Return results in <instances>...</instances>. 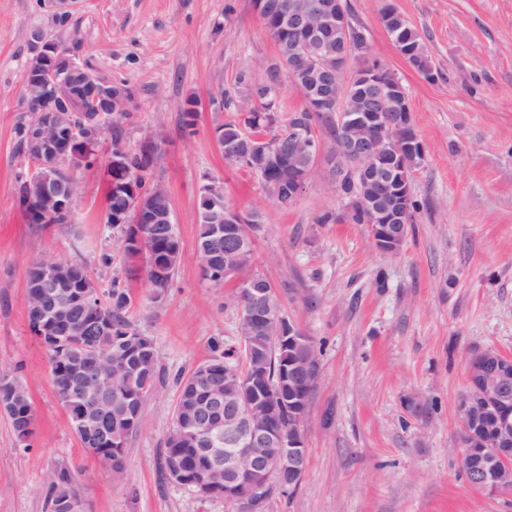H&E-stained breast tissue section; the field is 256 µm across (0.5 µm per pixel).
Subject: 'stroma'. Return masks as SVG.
Returning <instances> with one entry per match:
<instances>
[{
    "instance_id": "1",
    "label": "stroma",
    "mask_w": 512,
    "mask_h": 512,
    "mask_svg": "<svg viewBox=\"0 0 512 512\" xmlns=\"http://www.w3.org/2000/svg\"><path fill=\"white\" fill-rule=\"evenodd\" d=\"M347 2L352 24L404 85L426 151L411 183L420 207L394 255L375 249L365 225L316 223L344 207L329 164L284 209L254 173L225 162L212 130L238 110L218 112L213 102L239 73L261 78L277 53L254 0H76L58 39H76V62L131 90L124 146L137 150L148 136L160 145L157 172L183 258L156 301L144 276L127 275L118 233L103 222L111 135L98 138L94 166L72 168L80 236L30 223L20 207L31 165L15 128L27 116L31 32L51 20L40 0H0V368L27 387L35 417L25 444L0 414V512H52L48 479L64 466L85 512H226L223 500L173 483L164 464L181 381L216 348L238 344V282L211 287L196 257L208 183L261 214L266 229L245 273L273 282L285 315L322 350L308 469L297 493L274 499L268 512H512V494L488 498L468 486L455 412L468 353L512 355V0H393L423 37L435 65L430 79L382 26L386 0ZM189 98L198 104L190 134L181 129ZM104 254L111 264H99ZM51 259L86 261L104 289L119 279L135 298L133 322L154 344L162 381L118 474L82 447L31 332L29 270Z\"/></svg>"
}]
</instances>
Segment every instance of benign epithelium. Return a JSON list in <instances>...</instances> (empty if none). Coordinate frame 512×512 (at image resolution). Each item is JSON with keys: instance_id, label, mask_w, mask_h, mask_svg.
Segmentation results:
<instances>
[{"instance_id": "7a95c632", "label": "benign epithelium", "mask_w": 512, "mask_h": 512, "mask_svg": "<svg viewBox=\"0 0 512 512\" xmlns=\"http://www.w3.org/2000/svg\"><path fill=\"white\" fill-rule=\"evenodd\" d=\"M343 0H314L303 10L294 7L286 16L288 29L317 33L345 22ZM53 25L64 31L70 27V0H42ZM34 55L30 59L24 88L30 126L29 144L34 158L27 183L34 189L26 195L23 210L37 211L45 218L61 212L73 216L78 201V186L69 177L63 187L55 162L67 156L72 145L87 143V137L74 126L65 113L74 110L87 113L84 128L103 134L121 112L129 111L132 97L125 91L108 88L89 69L74 59L75 46L51 39L41 28L31 34ZM313 70L320 93L309 99L310 107L330 103L335 96L344 95L347 81L335 82L338 73L354 71L372 94L358 105L342 113L341 120L351 132L348 148L336 153L334 172L336 185L356 173H369L377 182L381 195L387 197L378 205L358 198V212L377 250L390 255L400 251L406 241L409 225L403 223L407 199L413 198L408 178V159L425 158V148L415 131L405 88L391 70L371 51L368 39L363 38L339 58L331 45ZM240 126L252 142L253 155L267 160L275 170L283 164L280 146L270 144L266 137L250 132V114L241 107ZM288 148H310L315 162H320L321 150L315 145V129L295 125L290 128ZM48 158L54 164H46ZM316 168L306 171L288 169L290 195L298 199ZM169 194L162 181L153 180L148 193L133 198L135 209L136 245L140 252L148 248V230L152 224L172 223L164 207ZM209 201L211 222L224 233V273L234 275L254 248L264 225L255 213H244L226 202L223 192L214 185L204 190ZM70 262L64 259L45 261L33 291L32 312L39 321L33 335L47 351L64 349V364L76 379L81 392L69 389L60 396L59 404L70 416L77 435H92L104 451L120 457L125 447L122 439L112 435V389L144 392L137 388V374L126 371L119 378L112 376V354L100 351L96 337L112 335V323L91 313L94 294L92 284H75L69 273ZM279 294L268 279L250 278L240 286L237 303L238 325L247 329L248 337H239L240 349L252 357L255 344L262 337L272 336L286 345L305 340V330L293 319L287 320L272 308L271 299ZM243 370V362L232 354L224 364L216 361L200 367V376L209 378ZM321 379V365L309 361L284 373L292 385L289 394H276L267 387L265 376L254 369L250 385L232 399L212 396L210 405L196 416L185 419L181 432L198 435L201 451L210 456L212 471L224 475V485L212 480L200 482L196 492L209 497L224 491V504L230 512H262L260 500L274 489L285 496L294 495L307 470L306 421L309 407L305 406V391L310 377ZM10 376L0 371V385L10 387L9 396L0 397V414L21 401L22 393L9 383ZM93 391L99 397L98 407L90 413L82 396ZM456 414L463 429L460 455L466 460L467 482L482 496L507 495L512 488L505 485L503 475L512 472V356L493 348L472 352L466 364V386L456 402Z\"/></svg>"}]
</instances>
